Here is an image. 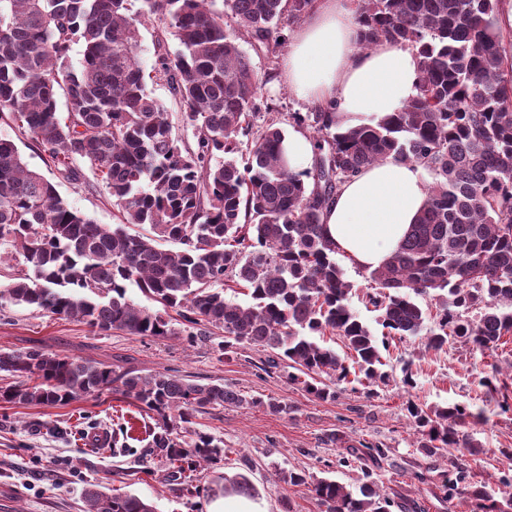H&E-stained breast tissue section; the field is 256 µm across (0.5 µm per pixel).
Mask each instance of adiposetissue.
Wrapping results in <instances>:
<instances>
[{
  "label": "adipose tissue",
  "instance_id": "obj_1",
  "mask_svg": "<svg viewBox=\"0 0 512 512\" xmlns=\"http://www.w3.org/2000/svg\"><path fill=\"white\" fill-rule=\"evenodd\" d=\"M282 73L291 94L331 107L347 125L398 112L419 81L411 50L388 42L359 49L353 0H316L293 36ZM427 196L420 166L389 159L345 183L322 221L350 265L373 270L399 246Z\"/></svg>",
  "mask_w": 512,
  "mask_h": 512
}]
</instances>
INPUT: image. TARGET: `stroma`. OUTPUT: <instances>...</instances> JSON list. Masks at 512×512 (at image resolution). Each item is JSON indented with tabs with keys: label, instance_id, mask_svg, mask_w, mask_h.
<instances>
[{
	"label": "stroma",
	"instance_id": "35a3bbf8",
	"mask_svg": "<svg viewBox=\"0 0 512 512\" xmlns=\"http://www.w3.org/2000/svg\"><path fill=\"white\" fill-rule=\"evenodd\" d=\"M163 29L158 19L145 21L139 58L148 90L170 112L176 132L186 138L190 132L182 123V106L154 77V43ZM242 48L250 54L260 93L278 112L284 132L294 131L292 113L313 111V102L294 98L283 85L282 53H258L247 42ZM0 138L14 141L29 165L56 182L74 208L95 223H119L107 189L93 175L79 182L61 178L50 159L9 118L0 119ZM384 337L386 383L369 392L358 383L342 381L336 386V400L321 401L289 383L285 372L260 371L261 354L249 347L224 358L213 339H157L119 331L102 335L84 323L33 307H0V350L42 347L121 371L220 381L258 400L254 406L227 405L196 417L198 428L223 439L226 459L220 467L199 468L200 492L194 496L176 491L166 479L165 466L146 455L142 440L154 425L151 416L115 395L88 396L64 406L0 407V512H84V490L93 483L150 500L157 512H207L213 501L232 500L224 486L242 475L253 487L250 502L261 512H323L307 487L284 483L277 468L328 475L353 488L359 484L360 469L338 466L337 461L348 446L361 441H379L391 450L374 471L391 502L389 512H401L399 505L406 498L422 512H469L466 499H445L430 484V477L444 471L446 464L418 453L406 407L412 401L459 403L478 414V421L467 423L464 431L481 445V453H457L453 459L464 464L473 479L497 481L512 467V461L500 454L501 449L512 448V410L502 411L496 394L480 380L493 366L512 361V335L496 349L482 352L454 341L434 351L425 349L418 337ZM268 398L287 402L293 413H271L264 404ZM333 429L342 436L334 445L324 440ZM93 430L128 433L129 451L115 452L108 446L91 450L82 435Z\"/></svg>",
	"mask_w": 512,
	"mask_h": 512
}]
</instances>
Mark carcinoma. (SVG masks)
Returning <instances> with one entry per match:
<instances>
[{
  "label": "carcinoma",
  "instance_id": "cac0c4a2",
  "mask_svg": "<svg viewBox=\"0 0 512 512\" xmlns=\"http://www.w3.org/2000/svg\"><path fill=\"white\" fill-rule=\"evenodd\" d=\"M356 2L358 47L390 42L415 51L417 93L386 119L346 128L320 105L292 113L314 144L312 167L294 172L280 119L262 105L237 39L273 54L284 22L304 18L315 0H0V114L30 134L62 178L80 180L79 163L87 164L122 214L120 224L94 223L15 142L0 138V256L26 266L0 285V306L35 307L100 333L206 338L220 330L223 354L245 344L265 352L262 370L287 365L288 380L322 401L336 398L350 365L316 337L339 336L357 382L375 386L388 377L380 345L350 305L353 285L322 210L354 174L392 158L420 165L432 181L407 236L369 272L380 292L368 303L387 335L423 334L433 350L454 340L481 351L512 335V53L500 0ZM152 17L177 43L171 53L166 37L156 40L154 71L183 104L191 143L147 90L139 26ZM79 43L75 70L70 50ZM133 283L160 308L134 303ZM227 288L247 290L251 302L225 298ZM424 298L437 309L429 330ZM170 310L189 332L172 327ZM508 368L481 380L505 411L512 362ZM0 372L19 379L0 386L1 404L67 405L110 392L153 413L146 454L188 493L201 465L224 461V441L193 427V418L262 403L222 383L120 372L43 348L0 350ZM407 413L421 455L482 452L461 430L473 418L467 408L410 401ZM349 450L341 462L359 464L365 479L356 493L303 471L279 474L310 488L324 512H387L368 462L390 449L360 441ZM439 489L446 499L466 497L471 512H512L509 474L478 485L456 463ZM84 499L85 512H156L138 495L97 487Z\"/></svg>",
  "mask_w": 512,
  "mask_h": 512
}]
</instances>
